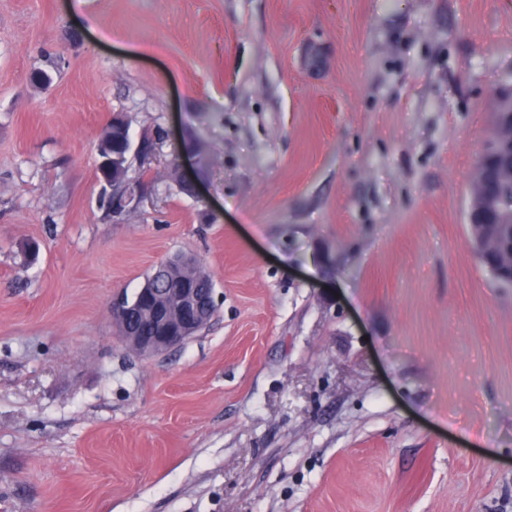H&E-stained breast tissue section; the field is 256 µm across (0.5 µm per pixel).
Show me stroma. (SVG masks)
<instances>
[{
  "label": "stroma",
  "mask_w": 512,
  "mask_h": 512,
  "mask_svg": "<svg viewBox=\"0 0 512 512\" xmlns=\"http://www.w3.org/2000/svg\"><path fill=\"white\" fill-rule=\"evenodd\" d=\"M510 82L512 0H0V512H512L467 224ZM181 253L216 313L138 355L107 306ZM118 119L122 122L123 127L129 130L127 123L124 120ZM112 119V121L114 120ZM122 125L111 124L105 128L104 134L101 138L102 151L104 155L112 156V154H123L125 150V132ZM117 158L112 156V158H100L98 163V172L102 179L106 182V178L104 176V171L107 167H112V170L119 166L117 162ZM169 171L178 188L190 196H199V187L196 181L184 172L181 158H172L169 161ZM128 169L129 164L123 168L125 173L119 180H112V171L107 177V181L112 186V203L110 206L112 207V213L115 215H121L126 209H129L130 203L139 191L140 183L126 178Z\"/></svg>",
  "instance_id": "obj_1"
}]
</instances>
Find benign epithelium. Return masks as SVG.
<instances>
[{
    "label": "benign epithelium",
    "mask_w": 512,
    "mask_h": 512,
    "mask_svg": "<svg viewBox=\"0 0 512 512\" xmlns=\"http://www.w3.org/2000/svg\"><path fill=\"white\" fill-rule=\"evenodd\" d=\"M497 109L493 113L492 135L481 153L470 183V204L467 222L470 245L476 256L487 259V270L494 278L512 285V233L500 230L503 224L512 223V200L489 192L492 182H512V83L495 91ZM169 171L178 188L193 197L199 196L196 181L184 172L182 160L172 158ZM140 183L126 177L112 182V213L120 215L129 208L137 196ZM175 265L189 270L199 266L198 259L176 255L160 267L166 271ZM215 304L214 288H170L167 296L157 289L145 286L132 297L117 294L112 297L108 314L112 323L120 324L121 340L142 356L159 354L183 344L210 322L212 305ZM148 308L158 320L153 336H135L126 328V319L137 308Z\"/></svg>",
    "instance_id": "1"
}]
</instances>
